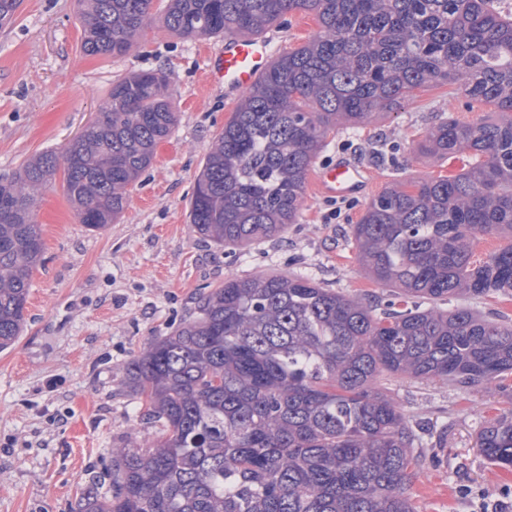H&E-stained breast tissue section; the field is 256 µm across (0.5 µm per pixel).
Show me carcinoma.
<instances>
[{
  "instance_id": "1",
  "label": "carcinoma",
  "mask_w": 512,
  "mask_h": 512,
  "mask_svg": "<svg viewBox=\"0 0 512 512\" xmlns=\"http://www.w3.org/2000/svg\"><path fill=\"white\" fill-rule=\"evenodd\" d=\"M153 0H78L88 56H122L154 20ZM319 30L244 93L196 178L190 223L237 249L299 218L309 171L340 125L353 132L413 91L446 85L496 118L446 119L416 150L468 153L455 176L395 183L351 237L384 307L309 275L227 276L197 316L143 348L126 385L154 433L112 444L109 494L79 512H414L407 485L420 437L375 387L382 373L461 389L512 377V320L416 299L512 297V12L498 0H165L174 35H260L286 14ZM161 71L112 83L95 121L62 151L0 181V350L20 337L43 241L34 209L62 176L80 223L101 229L176 122ZM509 243L483 260V236ZM478 448L512 469V411Z\"/></svg>"
}]
</instances>
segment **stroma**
<instances>
[{"label": "stroma", "mask_w": 512, "mask_h": 512, "mask_svg": "<svg viewBox=\"0 0 512 512\" xmlns=\"http://www.w3.org/2000/svg\"><path fill=\"white\" fill-rule=\"evenodd\" d=\"M77 13L76 0H22L14 22L0 27V179L36 154L61 150L94 119L113 81L132 72L166 74L177 122L107 228L80 224L60 184L40 197L34 219L44 249L25 327L0 352V512H75L88 488L109 491V450L140 423L125 386L129 362L189 320L199 292L225 276L306 272L368 303L389 299L359 263L351 224L391 181L467 166L465 154L435 162L416 151L431 127L491 115L439 86L359 132L336 129L320 163L352 160L368 171V190L339 199L307 181L296 223L232 250L202 238L189 219L196 177L238 102L223 83L206 80L221 40L184 39L157 20L127 55L99 59L82 51ZM317 29L314 16L289 14L266 34L285 52ZM379 384L412 423L444 439L426 448L407 490L416 512H485L497 502L512 512V470L494 466L476 446L484 424L512 410V385L464 390L389 375Z\"/></svg>", "instance_id": "stroma-1"}]
</instances>
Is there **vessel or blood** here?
<instances>
[{
	"label": "vessel or blood",
	"mask_w": 512,
	"mask_h": 512,
	"mask_svg": "<svg viewBox=\"0 0 512 512\" xmlns=\"http://www.w3.org/2000/svg\"><path fill=\"white\" fill-rule=\"evenodd\" d=\"M273 56L270 40L226 39L214 55L209 69L212 80L223 82L226 95L248 91L266 71ZM323 193L344 198L365 188L367 172L349 162L339 161L322 168L316 177Z\"/></svg>",
	"instance_id": "1"
}]
</instances>
